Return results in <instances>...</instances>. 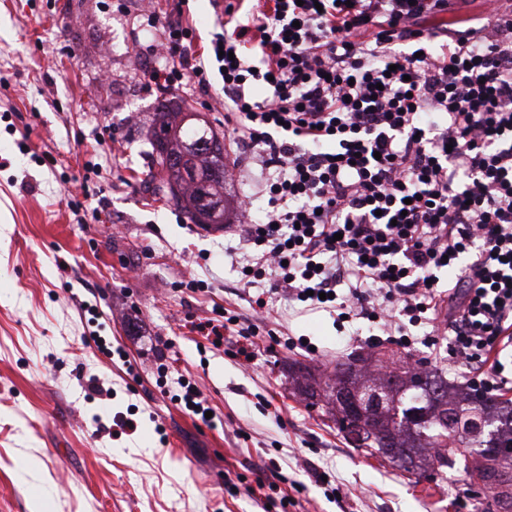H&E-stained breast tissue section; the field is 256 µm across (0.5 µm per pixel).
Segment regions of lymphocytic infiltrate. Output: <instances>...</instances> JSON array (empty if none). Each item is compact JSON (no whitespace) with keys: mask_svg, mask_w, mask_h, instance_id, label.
Returning a JSON list of instances; mask_svg holds the SVG:
<instances>
[{"mask_svg":"<svg viewBox=\"0 0 512 512\" xmlns=\"http://www.w3.org/2000/svg\"><path fill=\"white\" fill-rule=\"evenodd\" d=\"M186 4L163 24L166 64L147 82L206 87L208 64L221 66L224 130L266 172L262 220L244 200L236 226L250 315L194 331L214 343L238 326L240 358L259 334L279 342L266 282L338 322H382L406 349L429 326L467 389L511 384L498 343L512 332V12L440 42L419 21L448 0H229L201 53Z\"/></svg>","mask_w":512,"mask_h":512,"instance_id":"obj_1","label":"lymphocytic infiltrate"}]
</instances>
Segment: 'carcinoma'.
I'll use <instances>...</instances> for the list:
<instances>
[{"instance_id": "carcinoma-1", "label": "carcinoma", "mask_w": 512, "mask_h": 512, "mask_svg": "<svg viewBox=\"0 0 512 512\" xmlns=\"http://www.w3.org/2000/svg\"><path fill=\"white\" fill-rule=\"evenodd\" d=\"M171 199L193 224L224 223V146L212 127L157 113L153 129ZM354 355L333 371L294 365L296 396L322 405L345 440L410 474L423 467L494 481L491 509L512 512V401L448 385L438 370Z\"/></svg>"}]
</instances>
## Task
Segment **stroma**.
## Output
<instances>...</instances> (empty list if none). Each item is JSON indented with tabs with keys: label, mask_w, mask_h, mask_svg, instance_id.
I'll list each match as a JSON object with an SVG mask.
<instances>
[{
	"label": "stroma",
	"mask_w": 512,
	"mask_h": 512,
	"mask_svg": "<svg viewBox=\"0 0 512 512\" xmlns=\"http://www.w3.org/2000/svg\"><path fill=\"white\" fill-rule=\"evenodd\" d=\"M170 0H0V512H264L297 482L287 512H484L459 474L406 476L352 447L319 408L294 396L289 367H333L398 350L378 325L337 326L335 312L286 297L255 338L252 362L191 332L223 307L245 313L243 255L222 227L191 223L158 196L151 130L178 101L224 129L219 78L166 94L146 85ZM242 178L224 186V218L253 200L262 168L225 145ZM202 289L187 290L189 281ZM413 358L458 384L461 367L427 327ZM218 417L194 420L177 377ZM136 423L135 431L117 418ZM31 449L44 481L23 483ZM237 480L226 488L225 477ZM262 485V495L250 494Z\"/></svg>",
	"instance_id": "obj_1"
}]
</instances>
